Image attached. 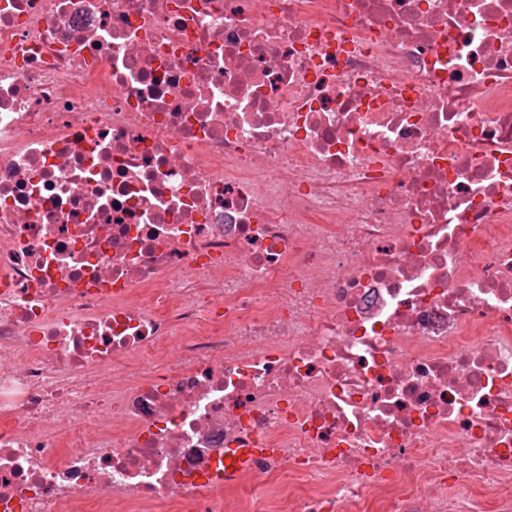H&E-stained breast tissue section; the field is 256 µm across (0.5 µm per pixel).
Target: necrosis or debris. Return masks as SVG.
<instances>
[{
	"label": "necrosis or debris",
	"instance_id": "necrosis-or-debris-1",
	"mask_svg": "<svg viewBox=\"0 0 512 512\" xmlns=\"http://www.w3.org/2000/svg\"><path fill=\"white\" fill-rule=\"evenodd\" d=\"M0 512H512V0H0Z\"/></svg>",
	"mask_w": 512,
	"mask_h": 512
}]
</instances>
